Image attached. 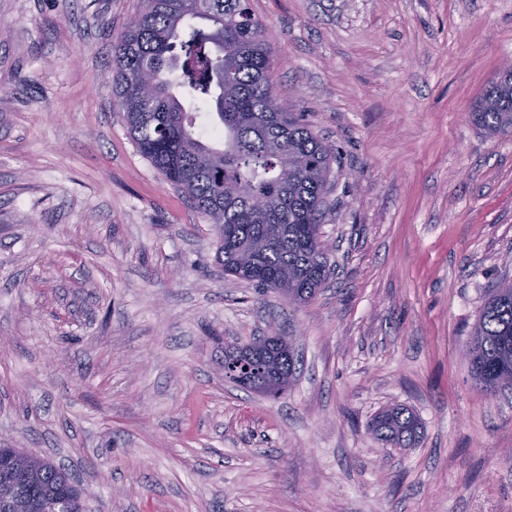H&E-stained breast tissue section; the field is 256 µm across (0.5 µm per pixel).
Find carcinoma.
Returning <instances> with one entry per match:
<instances>
[{"label": "carcinoma", "mask_w": 512, "mask_h": 512, "mask_svg": "<svg viewBox=\"0 0 512 512\" xmlns=\"http://www.w3.org/2000/svg\"><path fill=\"white\" fill-rule=\"evenodd\" d=\"M112 94L137 151L211 224L224 275L270 288L290 302L313 300L330 274L320 240L333 149L276 102L271 47L249 0H144L112 46ZM488 136L512 132V66L476 102ZM286 378L291 341L252 343ZM466 350L479 388L512 390V280L486 293ZM422 424L388 406L369 430L383 447L413 448ZM0 470V512H43L65 499L84 512L81 489L48 460L25 452Z\"/></svg>", "instance_id": "1"}]
</instances>
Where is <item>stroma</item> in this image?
<instances>
[{"label": "stroma", "instance_id": "35a3bbf8", "mask_svg": "<svg viewBox=\"0 0 512 512\" xmlns=\"http://www.w3.org/2000/svg\"><path fill=\"white\" fill-rule=\"evenodd\" d=\"M277 103L335 150L314 300L225 278L217 240L113 102L143 0H0V448L88 512H512V391L462 357L512 276V135L471 108L512 63V0H249ZM292 337L277 398L224 345ZM404 404L418 447L366 424Z\"/></svg>", "mask_w": 512, "mask_h": 512}]
</instances>
